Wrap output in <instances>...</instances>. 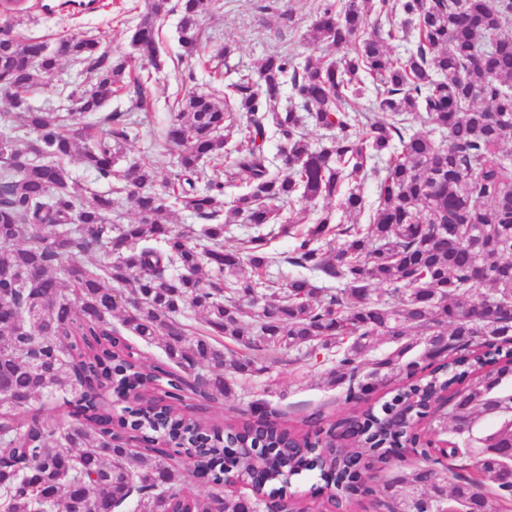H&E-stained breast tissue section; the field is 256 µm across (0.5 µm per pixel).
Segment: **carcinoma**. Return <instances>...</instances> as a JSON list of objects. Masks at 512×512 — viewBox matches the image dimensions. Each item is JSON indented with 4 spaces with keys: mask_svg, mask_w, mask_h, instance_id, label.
I'll use <instances>...</instances> for the list:
<instances>
[{
    "mask_svg": "<svg viewBox=\"0 0 512 512\" xmlns=\"http://www.w3.org/2000/svg\"><path fill=\"white\" fill-rule=\"evenodd\" d=\"M217 2L179 0L183 56H200L198 24ZM13 3L0 0V95L23 135L0 134V512H35L47 498L58 512H112L131 495L136 512H246L232 495L185 491L192 466L224 486L228 438L248 453L266 449L268 497L291 512L302 506L288 477L315 469L332 480L337 509L381 495L392 512H512V419L476 452L448 436L443 471L431 439L443 420L430 412L447 393L453 425L490 408L512 414V395L492 396L512 375V0L324 4L312 30L346 54L273 53L238 73L222 100L175 99L159 144L171 170L160 183L149 159L114 169L117 146L139 131L124 112H100L127 88L131 108L151 110L148 88L165 66L155 24L176 9L171 0H143L129 28L134 53L117 57L94 36L61 37L54 50L18 38ZM64 61L73 79L59 104L33 106L30 91ZM369 96L370 109L355 108ZM418 118L431 132L414 130ZM309 124L324 131L316 147ZM78 147L110 190L78 188L67 165ZM241 176L245 191L225 198ZM123 194L132 224L112 222ZM335 199L346 213L369 212V223L336 221L325 206ZM302 202L312 207L288 225L291 251L272 249L283 208ZM174 207L206 224L173 229L162 219ZM232 224L252 232L226 247ZM100 247L109 261H79ZM284 266L304 274L281 284L271 271ZM125 332L170 365L146 366ZM416 336L425 349L407 361ZM381 337L396 349L363 379L362 358ZM290 352L331 363L329 383L347 385L348 403L364 386L397 383L380 410L366 405L331 425L357 446L325 440L318 417L305 420L306 433L249 420L205 429L171 404L195 382L206 387L200 398H225L238 378ZM200 367L209 375L185 377ZM108 389L135 402L118 432L101 408ZM58 393L82 413L60 432L38 415ZM147 431L193 448L192 466L152 446ZM399 444L418 463L382 483L354 481Z\"/></svg>",
    "mask_w": 512,
    "mask_h": 512,
    "instance_id": "carcinoma-1",
    "label": "carcinoma"
}]
</instances>
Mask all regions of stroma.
Instances as JSON below:
<instances>
[{
  "instance_id": "stroma-1",
  "label": "stroma",
  "mask_w": 512,
  "mask_h": 512,
  "mask_svg": "<svg viewBox=\"0 0 512 512\" xmlns=\"http://www.w3.org/2000/svg\"><path fill=\"white\" fill-rule=\"evenodd\" d=\"M321 0H219L220 6L200 23L202 60L181 56L178 42L179 11L159 21V45L166 66L155 92L150 112L134 111L128 96L113 97L108 111L127 113L138 123L137 139L123 144L117 167L145 156H156L157 142L168 124L175 98L187 91H223L234 69H256L268 54H303L306 57L339 58L341 50L327 42L308 39L307 34ZM140 0H99L92 11H79L64 18H50L30 9L21 31L31 37L55 43L57 35H92L115 54L131 53L128 28L136 21L135 8ZM231 46L227 66L213 67L209 57L224 46ZM328 364L310 365L293 361L291 356L271 364L264 373L242 380L224 400L199 411L206 423H227L249 418L251 410L262 409L272 421L297 424L303 418L320 413L323 426H330L351 407L345 404L338 388L325 382Z\"/></svg>"
}]
</instances>
